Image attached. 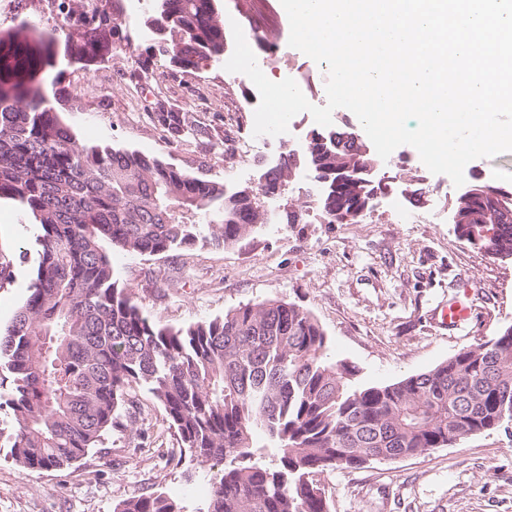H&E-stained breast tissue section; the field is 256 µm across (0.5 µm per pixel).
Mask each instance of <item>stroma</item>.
Wrapping results in <instances>:
<instances>
[{
  "label": "stroma",
  "mask_w": 512,
  "mask_h": 512,
  "mask_svg": "<svg viewBox=\"0 0 512 512\" xmlns=\"http://www.w3.org/2000/svg\"><path fill=\"white\" fill-rule=\"evenodd\" d=\"M85 0H10L0 8V30L21 24L56 30L57 10L77 14ZM128 20L108 51L89 61L57 56L56 72L66 99L58 106L82 144H110L156 156L178 169L223 182L228 189L254 185L261 169L288 147L287 138L254 136V85L235 81L223 63L194 69L172 63L153 49L144 8L132 0H98ZM246 40L272 33L281 56L265 69L278 82L288 72L315 79V105L327 102L324 65L289 46L290 25L280 0H220ZM147 58L140 68L139 58ZM185 112L206 137L173 140L155 118ZM244 144V159L225 145ZM401 172L420 197L405 208L428 216L425 224L400 223L387 199L355 222L324 223L301 188L289 200L302 208L300 224H265L227 249L197 247L169 257L116 252V278L135 288L134 299L152 321L180 326L223 316L267 299L295 301L312 313L328 336L329 360L356 366L362 386H384L428 371L461 349L487 341L512 325V262L495 259L460 240L446 216L457 188L428 171L415 148L403 145L380 166L378 178ZM466 181L512 188V152L470 162ZM33 228L16 206L0 202V249L29 248ZM187 266L175 287L156 288L161 272ZM467 298L473 320L448 331L436 319L448 302ZM145 446L133 450L115 430L80 461L62 470L22 473L0 450V512H112L132 493L164 491L196 512L209 497L212 469L174 462L176 440L163 412L141 394ZM329 512H512V434L489 430L413 458L375 461L365 468L324 473Z\"/></svg>",
  "instance_id": "obj_1"
}]
</instances>
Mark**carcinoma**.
Masks as SVG:
<instances>
[{
	"label": "carcinoma",
	"mask_w": 512,
	"mask_h": 512,
	"mask_svg": "<svg viewBox=\"0 0 512 512\" xmlns=\"http://www.w3.org/2000/svg\"><path fill=\"white\" fill-rule=\"evenodd\" d=\"M219 0H151L152 25L180 67L224 55ZM122 18L94 9L65 35L74 61L112 43ZM57 37L34 25L0 31V200L35 227L30 251L0 249V288L32 262L28 294L0 327V366L12 387L0 408L13 421L7 457L24 473L82 459L119 428L142 447L137 391L161 407L179 447L199 464H224L196 512H328L319 476L360 469L367 457H417L512 426V326L433 369L359 387L358 370L327 360V335L300 305L248 303L222 317L161 326L114 276L105 245L166 256L199 242L234 246L268 210L260 188L228 192L138 151L83 145L54 100ZM174 140L195 130L182 112H158ZM264 169L259 182L288 187L306 171L330 224L383 191L365 170L382 160L355 132L310 130ZM458 237L512 260V191L471 182L452 212ZM208 234L201 235V227ZM113 512H186L164 492L134 494Z\"/></svg>",
	"instance_id": "carcinoma-1"
}]
</instances>
